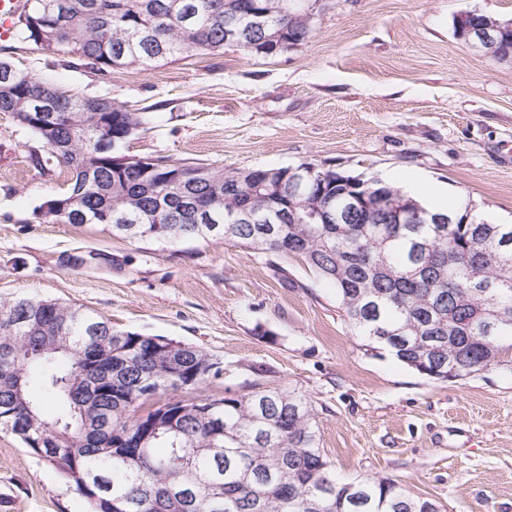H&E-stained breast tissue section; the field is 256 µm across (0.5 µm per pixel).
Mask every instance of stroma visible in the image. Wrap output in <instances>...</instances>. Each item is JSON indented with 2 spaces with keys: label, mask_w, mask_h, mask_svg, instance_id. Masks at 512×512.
I'll list each match as a JSON object with an SVG mask.
<instances>
[{
  "label": "stroma",
  "mask_w": 512,
  "mask_h": 512,
  "mask_svg": "<svg viewBox=\"0 0 512 512\" xmlns=\"http://www.w3.org/2000/svg\"><path fill=\"white\" fill-rule=\"evenodd\" d=\"M512 18V0H327L306 44L274 57L225 48L102 76L18 35L0 58L73 93L151 114L122 153L214 167L331 163L412 174L512 216V64L454 34L459 12ZM0 113V300L52 298L124 330L194 344L220 377L199 396L289 388L312 402L338 478L389 476L443 512H512V352L436 382L372 351L332 285L297 258L232 239L130 240L40 216L69 172ZM0 512H84L81 497L0 432Z\"/></svg>",
  "instance_id": "obj_1"
}]
</instances>
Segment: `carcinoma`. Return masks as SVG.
<instances>
[{
  "label": "carcinoma",
  "mask_w": 512,
  "mask_h": 512,
  "mask_svg": "<svg viewBox=\"0 0 512 512\" xmlns=\"http://www.w3.org/2000/svg\"><path fill=\"white\" fill-rule=\"evenodd\" d=\"M290 0H34L16 19L19 37L61 53L101 75L120 59L127 68L150 67L193 54H216L227 33L260 10L280 38L304 35L302 2ZM57 26L50 42L47 30ZM16 77L3 83L4 74ZM32 93L52 96L62 115L44 133L21 111ZM0 112L35 134L48 154L36 164L63 166L69 187L56 199L66 207L44 217L65 224H107L112 233L139 240H208L223 236L285 258H298L336 288L342 316L367 347L437 381H457L497 366L512 351V224L487 222L467 207L448 213L449 224H413L390 211L354 206L356 195L391 196L400 189L364 179L343 193L341 170L313 165L309 193L339 196L326 224L312 223L302 200L288 193L280 207L288 224H226L230 207L254 206L251 189L223 198L225 176L168 190L178 162L152 157L139 170L112 162L114 149L146 130L151 117L97 96L66 95L40 77L0 59ZM99 113L108 123L109 149L98 152ZM215 203L221 227L198 224L188 200ZM499 318L489 321L487 300ZM0 431L13 434L74 484L87 478L84 512H440L429 498L413 496L390 477L340 481L319 447L310 399L276 387L243 395L177 397V382L212 355L185 344L168 355L151 336L118 329L79 305L44 298L0 302ZM122 375L128 391L111 378ZM179 398L177 430L160 429L141 441L139 409L150 397ZM128 438V459L112 456V432Z\"/></svg>",
  "instance_id": "cac0c4a2"
}]
</instances>
